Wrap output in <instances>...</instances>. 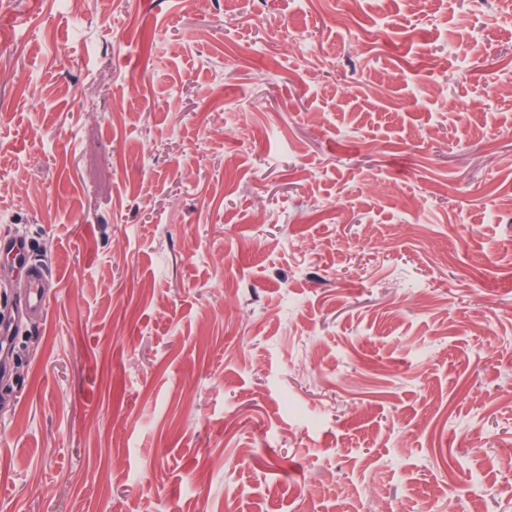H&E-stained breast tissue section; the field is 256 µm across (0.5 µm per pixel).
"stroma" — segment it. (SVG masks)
<instances>
[{
	"label": "stroma",
	"mask_w": 512,
	"mask_h": 512,
	"mask_svg": "<svg viewBox=\"0 0 512 512\" xmlns=\"http://www.w3.org/2000/svg\"><path fill=\"white\" fill-rule=\"evenodd\" d=\"M7 236L0 512H512V0H0ZM4 251L12 257L27 274L31 287L25 297L22 313L43 316L47 312L49 297L45 288L47 274L44 267L33 259L30 247L23 238L0 239V252Z\"/></svg>",
	"instance_id": "obj_1"
}]
</instances>
